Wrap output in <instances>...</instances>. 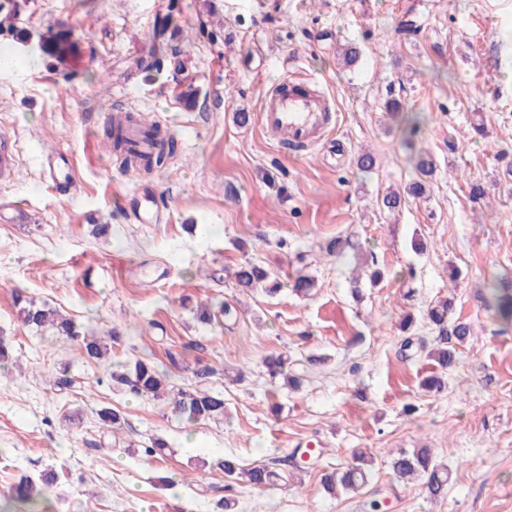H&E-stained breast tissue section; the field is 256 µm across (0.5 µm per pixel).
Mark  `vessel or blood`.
<instances>
[{
	"mask_svg": "<svg viewBox=\"0 0 512 512\" xmlns=\"http://www.w3.org/2000/svg\"><path fill=\"white\" fill-rule=\"evenodd\" d=\"M261 121L265 130L288 137V145L297 151L313 149L331 126L334 114L327 94L317 82L305 84L280 77L272 84L261 104ZM131 151L149 158L163 146L161 138L135 126L122 130Z\"/></svg>",
	"mask_w": 512,
	"mask_h": 512,
	"instance_id": "b4317fda",
	"label": "vessel or blood"
}]
</instances>
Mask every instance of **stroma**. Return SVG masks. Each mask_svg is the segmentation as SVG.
<instances>
[{"instance_id": "stroma-1", "label": "stroma", "mask_w": 512, "mask_h": 512, "mask_svg": "<svg viewBox=\"0 0 512 512\" xmlns=\"http://www.w3.org/2000/svg\"><path fill=\"white\" fill-rule=\"evenodd\" d=\"M10 11L0 50L42 62L0 72V139L19 156L0 210L23 211L0 221V337L14 361L0 372V512H213L227 494L236 512H368L372 500L379 512H512V325L487 304L490 282L512 280V175L499 157L512 152V0H0ZM164 15V49L139 69ZM407 19L409 37L397 31ZM349 41L359 59L345 67L336 48ZM283 75L317 80L335 101L327 137L301 158L258 120ZM118 110L161 126L175 157L120 168L104 135ZM52 151L72 163L74 187L49 180ZM364 151L379 160L367 174ZM422 151L437 162L428 200L380 211L377 195L405 188ZM476 180L487 208L467 197ZM156 196L157 223L129 221ZM338 237L376 256L378 283L353 253L326 255ZM247 261L273 273L277 293L239 292ZM298 275L314 279L309 295L293 291ZM19 294L88 333L118 331L113 362L150 354L174 388L222 392L223 419L189 423L170 400L113 388L77 343L25 327ZM446 298L473 334L429 393L420 383L440 336L426 310ZM225 301L234 324L198 321L199 305ZM270 355L304 369L299 389L268 375ZM62 366L71 384L59 389L49 374ZM104 407L122 414L121 431L99 427ZM158 437L163 455H145ZM307 443L311 460L287 468ZM411 448L447 464L445 499L393 477L391 458ZM358 450L376 459L368 485L325 493L324 468ZM227 456L276 463L288 482L225 492ZM50 469L60 477L43 498L16 499L21 477Z\"/></svg>"}]
</instances>
